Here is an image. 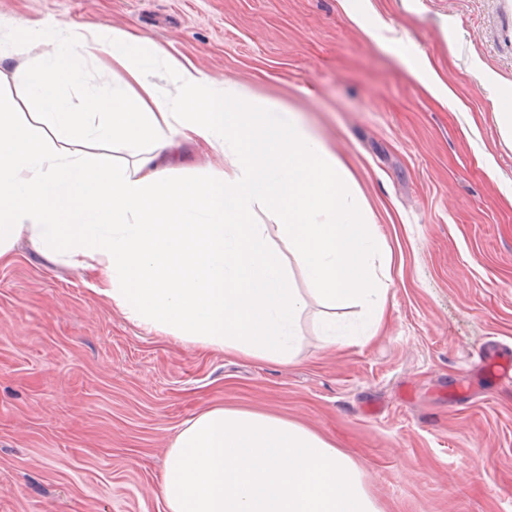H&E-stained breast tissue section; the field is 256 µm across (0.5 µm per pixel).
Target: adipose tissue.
I'll return each mask as SVG.
<instances>
[{
    "label": "adipose tissue",
    "instance_id": "ef3b65f1",
    "mask_svg": "<svg viewBox=\"0 0 512 512\" xmlns=\"http://www.w3.org/2000/svg\"><path fill=\"white\" fill-rule=\"evenodd\" d=\"M46 46L11 78L36 107L20 118L0 103V266L16 245L88 271L94 293L143 330L205 350L285 364L308 297L361 304L364 338L380 329L387 290L371 260L385 249L346 165L274 103L234 96L191 61L168 57L176 96L153 81L158 47L112 27L45 23L0 41V64ZM121 77L104 94L83 85L91 50ZM491 89L500 134L512 142V95L474 63ZM118 142L131 166L99 160ZM221 147L230 164L203 182L170 180L187 149ZM274 221L288 250L269 243ZM296 261L310 286L294 288ZM167 512H381L355 461L279 415L210 407L184 422L167 450Z\"/></svg>",
    "mask_w": 512,
    "mask_h": 512
}]
</instances>
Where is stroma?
Masks as SVG:
<instances>
[{
    "mask_svg": "<svg viewBox=\"0 0 512 512\" xmlns=\"http://www.w3.org/2000/svg\"><path fill=\"white\" fill-rule=\"evenodd\" d=\"M395 41H368L338 0H0V40L36 22L125 27L215 81L278 105L356 181L388 246L382 328L336 310V345L309 299L287 364L201 351L144 331L78 269L18 246L0 267V512H165V455L214 404L287 417L358 465L382 512H512V385L471 368L512 355V145L472 56L512 82L500 0H350ZM457 21L445 35L444 17ZM421 50L465 105L421 92L400 52ZM222 149L176 181L220 176Z\"/></svg>",
    "mask_w": 512,
    "mask_h": 512,
    "instance_id": "35a3bbf8",
    "label": "stroma"
}]
</instances>
